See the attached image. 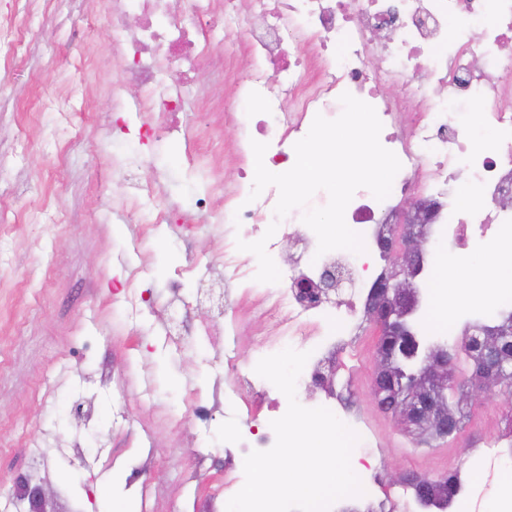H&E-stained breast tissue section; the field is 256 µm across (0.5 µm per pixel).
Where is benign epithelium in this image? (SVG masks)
Masks as SVG:
<instances>
[{
	"label": "benign epithelium",
	"instance_id": "1",
	"mask_svg": "<svg viewBox=\"0 0 512 512\" xmlns=\"http://www.w3.org/2000/svg\"><path fill=\"white\" fill-rule=\"evenodd\" d=\"M436 209L435 204L416 200L407 204L401 214L399 225L393 236L380 242L381 250L388 256L392 271L380 277L374 284L373 293L382 303L370 308V321L377 328H387L406 338L402 347L404 364L416 369V387L409 401L401 406L400 422L419 429L430 427L440 439L455 443L458 434L455 424L448 419V402L445 393L448 368L447 346L426 340L416 324L415 315L420 308L421 294L419 277L423 271L426 254V235L416 228L427 223ZM344 275L336 270L326 269L321 273L319 283L299 281V292L309 295L342 287ZM502 376H512V359L495 356L480 364L473 375V390L481 391L490 386L497 388L500 395L512 396V388L498 385ZM46 489L41 482L32 484L26 480L16 502L28 501L30 512H47L43 507Z\"/></svg>",
	"mask_w": 512,
	"mask_h": 512
}]
</instances>
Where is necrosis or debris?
Returning <instances> with one entry per match:
<instances>
[{"label": "necrosis or debris", "mask_w": 512, "mask_h": 512, "mask_svg": "<svg viewBox=\"0 0 512 512\" xmlns=\"http://www.w3.org/2000/svg\"><path fill=\"white\" fill-rule=\"evenodd\" d=\"M141 8L138 29L126 31L118 54L130 57L120 85L143 94L142 109L150 114L157 136L181 132V89L163 79L177 68L190 78L206 56L211 25L224 24L226 49L244 45L253 75L230 80L224 92V116L237 121V106L258 105L259 118L243 122L232 148L238 162L251 153L252 141L267 143L273 166L292 162L294 145L308 133L315 116L341 110L343 93L372 105L382 123V144L396 154L402 167L389 196L376 200L358 189L345 211L348 227L360 234L363 253L334 250L318 254L315 233L299 210L276 219V186L266 187L260 204L248 201L253 184L241 179L225 188L221 199L203 195L199 209L231 224L278 229L266 244L278 257L286 244L300 245L288 279L264 293L265 312L280 327L277 337L262 344V356L285 348L319 358L339 336L355 334L364 289L379 277L371 244L395 221L410 200L437 204L430 225L434 243L493 260L494 245L512 239V0H135ZM275 69V80L266 72ZM385 78L401 85L396 98L378 92ZM481 106L470 117L465 105ZM475 202L466 206L463 193ZM345 266L358 275L359 285L333 308L300 295L296 284L317 280L320 268ZM265 404L270 419L283 416L288 403L268 380L250 371L235 375L224 387V398L239 426L248 434L227 431L229 444L242 454L270 449L273 429L251 431L250 408L243 394Z\"/></svg>", "instance_id": "obj_1"}]
</instances>
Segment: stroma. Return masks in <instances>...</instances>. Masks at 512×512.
<instances>
[{
  "instance_id": "stroma-1",
  "label": "stroma",
  "mask_w": 512,
  "mask_h": 512,
  "mask_svg": "<svg viewBox=\"0 0 512 512\" xmlns=\"http://www.w3.org/2000/svg\"><path fill=\"white\" fill-rule=\"evenodd\" d=\"M0 18L23 34L21 64L0 84V512L17 481L39 473L55 512H119L122 501L151 512H226L224 408L215 397L229 376L223 345L194 334L195 324L248 316L236 370L247 371L262 339L278 327L258 295L210 301L212 265L237 240L254 242L249 227L216 224L196 208L214 192L213 155L241 136L225 122L224 71L249 76L213 39L195 83L184 93L189 137L163 142L140 137L146 120L138 90L112 101L121 67H101L116 41L95 23L88 0H64L57 13L40 0H0ZM83 96L93 114L87 129L62 117L64 96ZM153 183V196L139 193ZM44 214L12 216L17 201ZM176 207L182 224H157V210ZM182 278L192 319L171 323L163 305L168 284ZM377 330L363 322L340 337L321 364L335 371L336 396L376 434L375 481L369 499H340V512H376L382 492L407 471L462 465L464 475L489 443L502 440L512 399L488 392L473 408L459 442L422 440L381 413L371 393ZM211 410L208 424L176 425L193 409Z\"/></svg>"
}]
</instances>
